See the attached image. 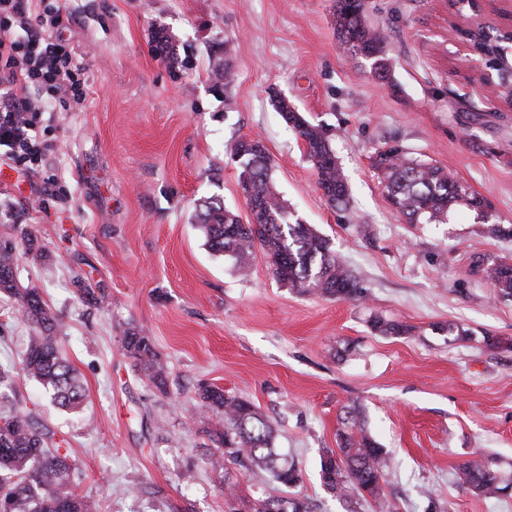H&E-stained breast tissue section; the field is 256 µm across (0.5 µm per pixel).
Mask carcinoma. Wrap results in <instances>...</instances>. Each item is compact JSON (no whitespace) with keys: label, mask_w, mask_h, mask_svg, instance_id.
Here are the masks:
<instances>
[{"label":"carcinoma","mask_w":512,"mask_h":512,"mask_svg":"<svg viewBox=\"0 0 512 512\" xmlns=\"http://www.w3.org/2000/svg\"><path fill=\"white\" fill-rule=\"evenodd\" d=\"M366 0H336V31L355 57L374 59L377 74L389 78L391 65L385 57L384 33L365 19ZM154 41L167 52L172 68L184 67L163 29ZM217 89L227 90L235 81L229 63L211 69ZM291 127L306 144V155L317 175V184L331 207L345 211L351 193L337 164L323 128L307 117L288 110ZM238 158V186L249 191L247 222L218 199L197 205L195 224L204 245L214 254L230 259L243 275L249 273L256 252H261L273 277L298 295L354 299L362 295L355 277L332 249L328 238L309 224L290 223L284 200L272 176L266 151L255 149L241 137L232 147ZM388 201L409 223H441L456 205L480 210L484 202L467 185L442 167L423 160L408 159L396 151L380 155ZM258 228H253V225ZM16 255L0 248V293L14 299L18 312L33 328L22 362L24 374L52 392L56 403L67 410L80 407L85 397L77 371L62 355L58 334L62 324L34 288H20L14 278ZM484 280L502 298H512V263L486 261L480 265ZM372 329L383 335L402 336L410 328L396 321L374 317ZM124 349L159 389L166 384V367L152 338L131 327L124 332ZM201 409L218 425L216 436L224 446V467L239 466L270 474L281 485L293 488L301 482V470L277 453L276 433L260 408L247 399L217 386L200 392ZM10 414L0 418V503L7 512H101L98 502L72 489L80 473L78 460L68 440L41 424L32 414L12 404ZM338 450L327 449L320 461V478L327 491L345 502L369 501L373 512H398V504L382 487L390 460L385 449L364 429L354 408L345 411L336 433ZM455 483L479 494L505 497L512 478L479 460H469L455 469ZM255 512H312L304 498L270 497Z\"/></svg>","instance_id":"obj_1"}]
</instances>
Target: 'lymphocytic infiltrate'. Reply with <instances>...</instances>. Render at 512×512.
I'll return each mask as SVG.
<instances>
[{"label": "lymphocytic infiltrate", "mask_w": 512, "mask_h": 512, "mask_svg": "<svg viewBox=\"0 0 512 512\" xmlns=\"http://www.w3.org/2000/svg\"><path fill=\"white\" fill-rule=\"evenodd\" d=\"M59 0H0V153L26 168L51 145L39 124L51 102L82 107L87 77L72 55Z\"/></svg>", "instance_id": "f902f5d3"}]
</instances>
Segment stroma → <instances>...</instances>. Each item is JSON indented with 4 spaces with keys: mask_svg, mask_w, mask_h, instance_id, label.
Masks as SVG:
<instances>
[{
    "mask_svg": "<svg viewBox=\"0 0 512 512\" xmlns=\"http://www.w3.org/2000/svg\"><path fill=\"white\" fill-rule=\"evenodd\" d=\"M60 2L88 97L57 113L38 165L0 157V247L15 251L18 286L38 289L65 324L60 347L84 403L61 409L20 372L31 327L1 294L0 365L14 371L9 396L82 460L74 489L105 512H253L284 494L268 475L212 466L222 449L197 420L208 384L269 417L315 512L349 510L319 477L348 406L388 453L384 490L400 512H512V497L453 480L472 458L512 470V299L478 270L512 262V103L489 92L446 0H368V23L388 35L386 80L341 43L335 0ZM160 25L192 69L172 73L155 50ZM224 61L236 73L227 95L209 79ZM278 96L326 130L349 211L326 202ZM256 134L289 211L331 240L364 299L295 294L260 255L242 277L205 246L195 207L216 198L246 214L231 147ZM392 149L449 168L505 235L463 205L443 224L405 223L378 178ZM30 234L39 251L27 250ZM375 315L410 331L378 334ZM452 323L472 339L454 340ZM132 326L152 337L166 391L126 354Z\"/></svg>",
    "mask_w": 512,
    "mask_h": 512,
    "instance_id": "35a3bbf8",
    "label": "stroma"
}]
</instances>
